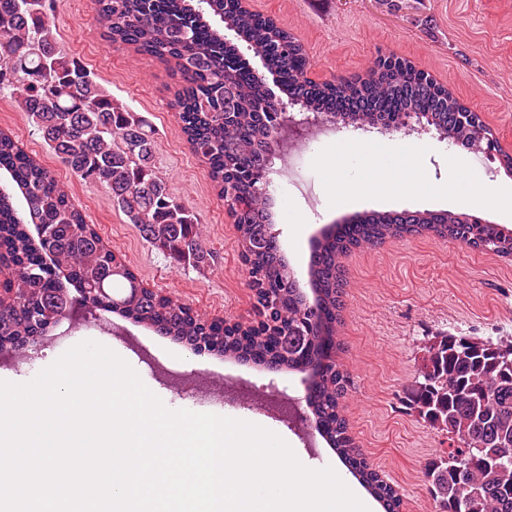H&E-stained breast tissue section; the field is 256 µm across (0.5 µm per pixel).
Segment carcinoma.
Listing matches in <instances>:
<instances>
[{"instance_id": "1", "label": "carcinoma", "mask_w": 512, "mask_h": 512, "mask_svg": "<svg viewBox=\"0 0 512 512\" xmlns=\"http://www.w3.org/2000/svg\"><path fill=\"white\" fill-rule=\"evenodd\" d=\"M112 44L164 59L187 78L176 106L193 151L207 160L209 176L238 231L250 282L267 281L285 325L283 346L272 352L261 337L244 332L211 337L207 323L182 304L147 290L85 220L68 191L39 159L0 131V169L11 184L0 188V248L11 262L16 298L0 303V338L20 348L42 336L75 299L57 271L80 292L116 312L189 346L226 358L299 369L308 364V401L317 429L339 460L384 509L398 512L396 491L360 457L341 413L346 376L339 364L322 368L324 338L335 335L341 309L339 259L353 248L388 238L433 234L473 249L506 254L498 224H465L464 213L369 212L318 240L310 265L315 298L308 302L284 260L276 236L270 184L263 182L264 150L282 137L275 129L276 102L261 74L249 69L244 46L275 75L281 93L300 111L332 114L357 131L373 129L400 112L421 115L440 139L468 145L477 130L489 140L480 116L455 92L435 84L408 60L379 58L366 76L314 83L306 77L301 42L271 19L240 9L238 0H95ZM233 33V38L224 32ZM10 66L6 86L72 173L109 190L113 203L141 238L176 265L207 261L195 214L178 201L155 166L151 129L109 94L77 62L60 53L46 0H0V64ZM23 206H14V191ZM426 348L408 406L433 429L448 434V455L431 463L443 482L457 486L452 468L470 465L466 486L453 496L435 495L442 512H512V338L477 341L437 334ZM508 466L498 470L495 464Z\"/></svg>"}]
</instances>
